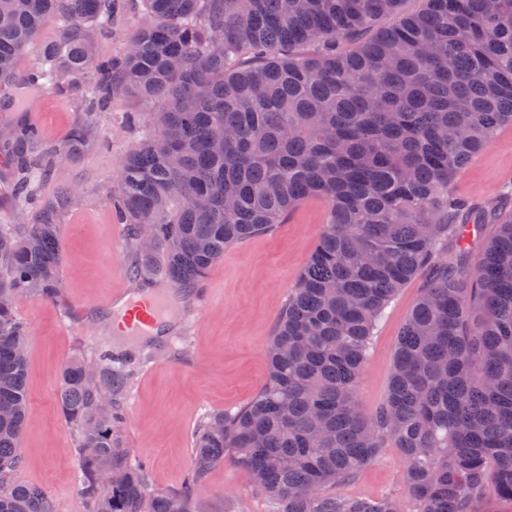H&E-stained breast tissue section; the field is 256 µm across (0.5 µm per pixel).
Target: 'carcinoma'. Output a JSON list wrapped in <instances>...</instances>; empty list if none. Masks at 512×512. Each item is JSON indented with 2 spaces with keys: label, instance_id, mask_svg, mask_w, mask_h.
Listing matches in <instances>:
<instances>
[{
  "label": "carcinoma",
  "instance_id": "cac0c4a2",
  "mask_svg": "<svg viewBox=\"0 0 512 512\" xmlns=\"http://www.w3.org/2000/svg\"><path fill=\"white\" fill-rule=\"evenodd\" d=\"M121 58L97 36L118 0H0V81L47 26L35 73L11 105L84 75L102 108L123 90L161 103L106 199L130 226V268L172 289L202 282L224 250L285 222L308 198L327 204L315 250L290 289L268 347V376L235 412L204 418L190 475L149 486L120 434L131 383L106 353L61 370L59 402L78 435L88 512H194L196 489L230 459L272 512H480L486 492L512 502V216L454 197L450 184L495 131L512 124V0H425L387 27L401 0H144ZM79 124L40 149L12 127L0 153L30 174L88 143ZM0 227V294L59 297L58 213ZM154 227L155 249L139 246ZM497 226L480 242L482 227ZM426 285L396 345L387 393L369 416L355 390L385 309L408 281ZM29 330L0 306V512H55L48 493L13 480L29 398ZM109 412H99L101 401ZM400 450L407 499L347 497L386 443Z\"/></svg>",
  "mask_w": 512,
  "mask_h": 512
}]
</instances>
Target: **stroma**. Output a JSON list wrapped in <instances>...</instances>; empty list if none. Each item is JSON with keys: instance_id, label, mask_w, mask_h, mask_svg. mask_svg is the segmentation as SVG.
Returning <instances> with one entry per match:
<instances>
[{"instance_id": "stroma-1", "label": "stroma", "mask_w": 512, "mask_h": 512, "mask_svg": "<svg viewBox=\"0 0 512 512\" xmlns=\"http://www.w3.org/2000/svg\"><path fill=\"white\" fill-rule=\"evenodd\" d=\"M124 9L97 39L99 58L123 56L129 35L145 9L144 0H123ZM154 103L115 93L106 111L96 113L88 146L76 158L54 164L36 182L38 200L69 191L60 211V248L64 282L61 296L22 298L17 316L29 328L28 392L30 414L22 435L18 482L42 488L55 512H88L80 492L78 437L60 414V371L77 354L93 356L110 349L140 357L124 399L122 436L133 463L142 465L152 487L176 491L184 484L192 458V435L207 416L236 411L264 385L267 344L290 288L314 250L327 217L319 198L303 201L285 223L224 252L205 284L211 301L204 311L172 303L169 332L144 347L141 337L121 331L114 318L92 320L83 305L115 289L136 295L127 254L128 229L105 199L124 157L148 129ZM88 112L84 99L67 84L48 85L31 94L19 112H0V123L26 120L42 134L43 146L64 138ZM140 113L139 126L127 128V113ZM512 185V125L494 133L481 154L455 178L454 194L482 202L497 201ZM426 283L418 275L401 289L375 331L358 387L365 413L382 402L393 369L395 345L409 312ZM336 493L353 497L407 495L398 449L383 448L378 458ZM195 512H270L267 496L253 489L246 471L233 462L213 469L194 497Z\"/></svg>"}]
</instances>
